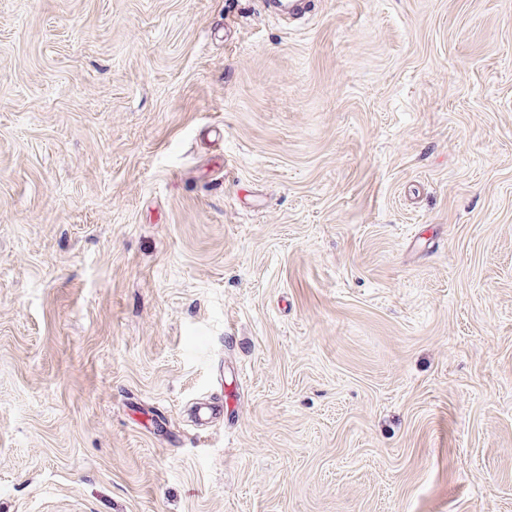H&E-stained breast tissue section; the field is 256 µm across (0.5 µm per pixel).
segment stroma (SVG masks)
I'll return each instance as SVG.
<instances>
[{"label":"stroma","instance_id":"35a3bbf8","mask_svg":"<svg viewBox=\"0 0 512 512\" xmlns=\"http://www.w3.org/2000/svg\"><path fill=\"white\" fill-rule=\"evenodd\" d=\"M0 512H512V0H0Z\"/></svg>","mask_w":512,"mask_h":512}]
</instances>
